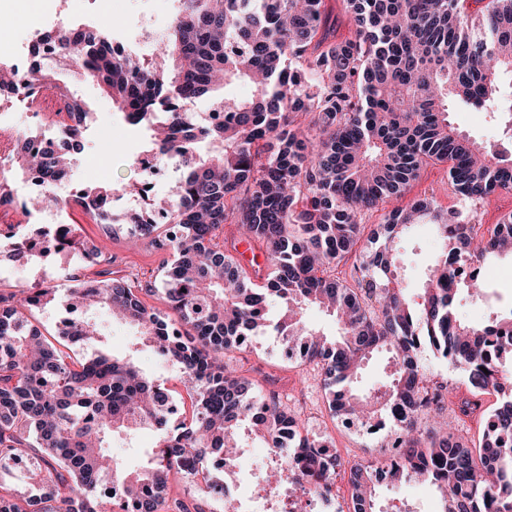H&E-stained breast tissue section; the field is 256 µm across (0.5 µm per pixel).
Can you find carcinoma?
Returning a JSON list of instances; mask_svg holds the SVG:
<instances>
[{
	"mask_svg": "<svg viewBox=\"0 0 512 512\" xmlns=\"http://www.w3.org/2000/svg\"><path fill=\"white\" fill-rule=\"evenodd\" d=\"M172 31L159 60L147 62L113 49L96 33L58 31L62 60L96 82L132 125L154 132L149 155L180 170L171 193L155 198L177 235L138 214L116 219L111 190L82 189L68 203L97 224H124L131 242L150 240L166 251L160 282L135 284L110 269L78 281L68 302L105 309L140 328L143 342L176 364L192 385L195 415L187 424L167 388L131 362L102 350L75 360L67 344L92 343L96 323L81 319L49 340L26 312L56 301L50 286L21 290L13 304L0 296V512H204L197 503L169 498L172 477L204 484L224 498V477L205 461L248 422L262 434L300 432L294 415L276 400L253 416L256 384L228 367L265 324L267 304L285 311L278 332L288 348L315 363L334 415L369 420L373 401L404 409L411 420L391 458L350 469L354 512H378L374 472L391 481L421 479L439 491L443 512H512V311L475 327L457 311L461 292L485 289L457 266L485 262L512 250V213L487 232L426 198L385 213L362 251L357 286L336 276L355 251L363 215L406 193L421 172L447 167L448 185L476 202L512 191V104L500 78L512 73V0H489L481 21L469 14L482 0H346L354 25L336 36L327 0H176ZM253 84L249 101L219 99L222 119L192 122L187 105L234 80ZM49 71L30 74V94L52 83ZM71 134L59 160L22 147L17 167L41 174L42 196L54 202L55 184L68 174L80 146L84 103L67 93ZM497 114L510 132L493 152L459 132L448 105ZM265 250L269 265L249 268L224 246V225ZM413 224H431L444 243L417 298L400 282L398 244ZM62 253L82 251L88 265L101 251L81 238H59ZM161 293L168 312L146 304ZM335 317L337 332L310 327L305 310ZM427 344L467 374L472 399L459 413L480 410V396L501 395L482 416L481 441L470 446L454 434L418 426L420 416L448 409L443 385H430L417 353ZM384 352L391 381L360 396L351 386L369 355ZM160 432L134 464L112 456V439ZM322 443L298 436L279 447L299 467L273 471L268 481L316 478L313 492L330 495L339 461L322 456ZM115 478L121 496L106 495Z\"/></svg>",
	"mask_w": 512,
	"mask_h": 512,
	"instance_id": "obj_1",
	"label": "carcinoma"
}]
</instances>
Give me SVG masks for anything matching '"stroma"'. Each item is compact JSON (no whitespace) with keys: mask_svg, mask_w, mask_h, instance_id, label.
Returning a JSON list of instances; mask_svg holds the SVG:
<instances>
[{"mask_svg":"<svg viewBox=\"0 0 512 512\" xmlns=\"http://www.w3.org/2000/svg\"><path fill=\"white\" fill-rule=\"evenodd\" d=\"M174 8L175 0H89L87 14L82 19L73 20L63 12L61 0H0V15L12 18L15 29H25L33 17L42 16L49 18L48 28L53 32L98 27L110 41L128 44L136 43L137 27L143 18L156 15L167 24L172 20ZM77 92L86 104L88 117L82 147L73 156L74 169L67 185L71 188L92 184L111 187L115 210H124L133 203L131 186L141 178L137 160L150 148L149 133L146 128L125 123L95 82H80ZM417 198L433 200L449 211L462 206L461 200L449 190L444 171L437 168L422 172L401 202L406 205ZM70 213V221L80 237L100 247L103 257L111 259L113 270L119 271L120 275L134 282H145L154 280L160 273L165 252L145 240L130 246L123 225L105 228L93 223L78 207L71 208ZM439 249L432 225L411 226L401 248V284L409 293H418ZM45 266L53 267L57 272L53 286L58 302L52 307L32 310L28 317L42 332L53 335L59 322L67 316L64 300L68 289L88 274L85 265L74 257L53 252L38 261L25 263L10 258L0 247V267L23 275L19 281L0 280L2 295L16 296L22 286L40 283L39 270ZM485 279L497 286L499 298L487 300L464 296L458 304L463 317L473 323H483L494 315L512 311V259L503 256L486 263ZM282 313L280 302H270L268 326L259 329L246 348L231 354L230 365L245 372L265 392L273 387L268 383L269 378H276L278 384L274 387L280 392V400L298 414L302 432L325 440L335 449L343 468L380 460L382 448L391 441L390 432L384 430L370 435L360 424L333 415L317 368L296 357L286 358V342L274 327ZM87 317L97 322L101 329L102 349L133 362L147 378L163 384L176 402H188L189 382L178 366L159 358L143 343L137 327L112 320L100 309L89 310ZM419 361L432 383L447 385L448 398L454 405L453 410L442 415L422 416L420 425L429 428L442 419L452 423L456 437L470 444L478 443L482 435L479 416L466 417L456 410L457 405L470 396L464 372L448 365L445 359L427 348L420 353ZM403 497L413 501L418 512H440L442 508L441 498L431 485L414 481L392 484L380 501L395 505Z\"/></svg>","mask_w":512,"mask_h":512,"instance_id":"obj_1","label":"stroma"}]
</instances>
